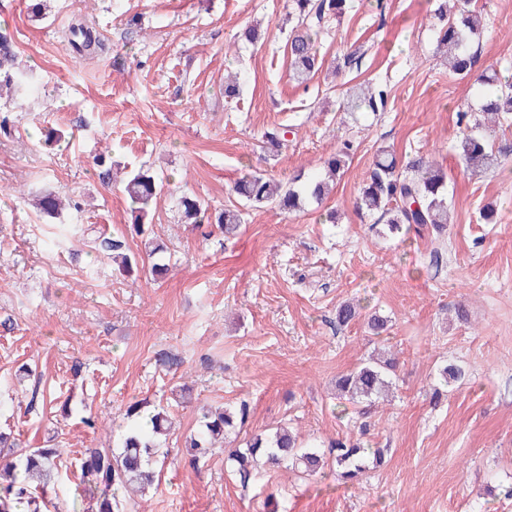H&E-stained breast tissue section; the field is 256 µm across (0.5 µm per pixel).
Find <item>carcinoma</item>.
I'll list each match as a JSON object with an SVG mask.
<instances>
[{"label":"carcinoma","mask_w":512,"mask_h":512,"mask_svg":"<svg viewBox=\"0 0 512 512\" xmlns=\"http://www.w3.org/2000/svg\"><path fill=\"white\" fill-rule=\"evenodd\" d=\"M347 0H292L295 23L288 30V53L293 79L304 83L323 67L315 47L316 39L326 24L345 13ZM436 15L441 23L438 46L448 58V67L456 75L468 76L474 69L478 46L476 38L483 29L482 12L471 8V0H457V6L448 0H438ZM68 42L74 52L83 56L100 41L93 32L82 26L69 30ZM15 46L10 36L0 33V84L17 85L23 72L15 69ZM477 94L482 105L473 126L466 127L458 141L459 154L468 171L486 173L497 168L502 159L512 155V142L495 141L487 136L491 127L501 124L504 114L512 113V82L488 77L477 80ZM351 107H365L372 112L384 106L386 91L376 88L365 92L362 87L348 90ZM351 155V144L343 142L334 155L323 162L326 175L309 176L302 172L286 184L262 174L251 173L235 183V192L250 206L262 208L276 203L288 212L300 211L311 203L321 204L330 195L336 181L344 174ZM163 190V181L150 169L133 171L125 185V192L134 208L133 224L142 230L153 203ZM181 214L194 228L203 224L216 226L228 237L242 224L237 209H224L217 214L209 212L204 202L193 196L179 201ZM357 210L378 215L392 235L420 233L432 229L438 234L448 231L452 223L451 204L448 202L447 176L430 162H412L402 167L396 154L381 151L369 172L367 181L356 202ZM39 211L57 214L64 209L62 201L51 192L38 199ZM112 248V262L122 271L132 267L130 256L122 250V242H106ZM360 318V310L352 303L337 309L336 319L348 325ZM397 367L394 358L374 359L341 376L337 390L339 398L352 403L375 402L392 385L391 374ZM444 384L461 381L465 372L455 363L440 369ZM245 406L224 408L201 417L200 429L185 440V447L194 456L215 450V444L242 426L246 420ZM167 414L162 408L146 415L142 425L133 426L122 435L119 452L89 448L80 459L79 496L88 500L86 512H117L119 500L114 490L134 488L139 492L154 485L155 475L150 469L152 459L162 448L161 438L168 436ZM336 476L345 481L357 480L367 470L385 462L381 448H369L362 442L336 441ZM228 460L236 463L242 479H249L252 471L263 463L268 466L287 464L306 475H316L324 467L321 452L300 442L287 429L279 427L271 432L257 434L246 448L228 449ZM61 451L57 448H28L16 456L13 463L0 469V512H50L53 506L51 484L60 478Z\"/></svg>","instance_id":"obj_1"}]
</instances>
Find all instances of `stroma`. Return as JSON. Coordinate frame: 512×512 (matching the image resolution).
Returning <instances> with one entry per match:
<instances>
[{"label": "stroma", "instance_id": "obj_1", "mask_svg": "<svg viewBox=\"0 0 512 512\" xmlns=\"http://www.w3.org/2000/svg\"><path fill=\"white\" fill-rule=\"evenodd\" d=\"M472 3L485 15L476 72L511 80L512 0ZM27 5L0 0V30L30 75L0 96V430L60 448L62 512H82L76 465L85 449L116 448L135 403L164 407L175 431L158 483L120 492V512H512V160L464 170L461 114L478 102L436 54L435 0H351L318 37L326 68L302 85L289 72L290 0H47L42 20ZM75 23L103 52L72 53ZM251 26L254 44L242 38ZM358 46V64L332 74ZM231 73L241 93L228 103ZM365 80L387 86L386 107L349 113L345 91ZM276 129L287 135L274 148ZM345 140L352 155L323 205L249 208L233 191L253 171L317 173ZM383 148L443 166L447 235L403 241L356 210ZM101 153L164 174L147 236L121 184L103 181ZM45 189L79 209L43 220L33 199ZM186 194L240 207L237 235L182 224ZM486 206L495 223L481 221ZM89 227L124 240L136 278L94 248ZM149 237L165 247V276L151 274ZM347 301L362 318L335 326ZM374 312L388 320L379 336L364 321ZM377 353L399 361L392 397L368 414L387 462L359 481L330 465L313 477L261 469L244 485L223 450L190 459L184 440L204 406L247 404L235 448L279 426L324 453L358 438V407L337 399L336 380ZM170 356L177 366H162ZM449 362L467 379L434 397Z\"/></svg>", "mask_w": 512, "mask_h": 512}]
</instances>
